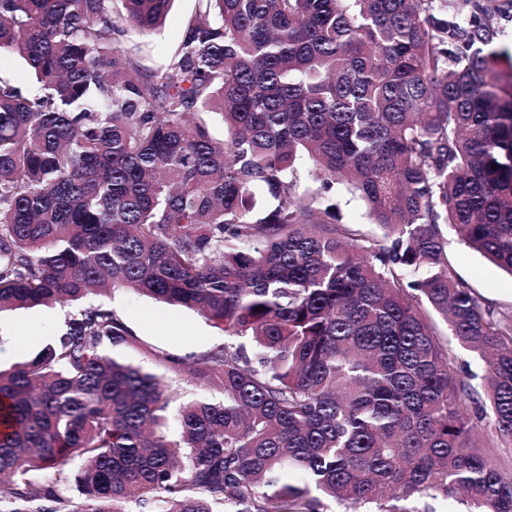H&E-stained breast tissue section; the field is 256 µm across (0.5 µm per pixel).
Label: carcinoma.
Listing matches in <instances>:
<instances>
[{
    "instance_id": "obj_1",
    "label": "carcinoma",
    "mask_w": 512,
    "mask_h": 512,
    "mask_svg": "<svg viewBox=\"0 0 512 512\" xmlns=\"http://www.w3.org/2000/svg\"><path fill=\"white\" fill-rule=\"evenodd\" d=\"M171 2L0 0V55L35 78L0 77V312L114 288L199 311L234 341L158 362L221 398L170 438L174 395L109 353L137 344L121 317L69 313L0 369V512H512V311L445 234L512 274V0H199L147 66L120 38ZM0 74L9 78L16 86L27 89L31 85V75L25 62L14 55L2 54L0 58ZM350 199V202L346 205L344 202ZM341 203L342 217L343 222L347 223H357L350 224L349 227L353 230H356L360 233H373L376 229L369 224H364L366 221L364 215V207L362 203L356 199H352L350 195L345 196ZM448 257L486 307L512 311V276L459 242L449 227ZM448 339V348L454 357L455 370L461 376H465V372L469 373L466 379L479 392L482 391V378L485 374V363L475 354L461 348L452 336H445Z\"/></svg>"
}]
</instances>
